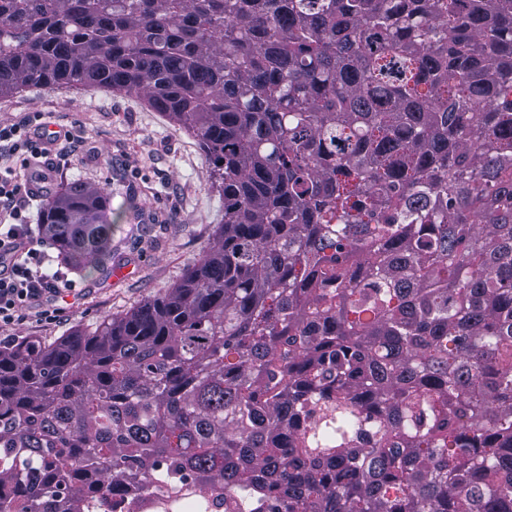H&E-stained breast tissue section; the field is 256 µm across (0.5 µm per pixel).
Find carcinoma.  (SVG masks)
Here are the masks:
<instances>
[{
	"instance_id": "obj_1",
	"label": "carcinoma",
	"mask_w": 512,
	"mask_h": 512,
	"mask_svg": "<svg viewBox=\"0 0 512 512\" xmlns=\"http://www.w3.org/2000/svg\"><path fill=\"white\" fill-rule=\"evenodd\" d=\"M134 94L224 223L165 295L0 348L11 512L111 482L224 512H512V0H0V95ZM110 201L38 221L74 269ZM181 496L190 498L193 496L208 497L212 501H222L224 491L212 484L202 483L193 476H187L181 485Z\"/></svg>"
}]
</instances>
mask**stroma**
Here are the masks:
<instances>
[{"instance_id": "1", "label": "stroma", "mask_w": 512, "mask_h": 512, "mask_svg": "<svg viewBox=\"0 0 512 512\" xmlns=\"http://www.w3.org/2000/svg\"><path fill=\"white\" fill-rule=\"evenodd\" d=\"M0 122L30 132L65 128L74 138L54 145L55 186L105 189L112 207V245L73 285L45 294L0 332V345L25 338L53 342L95 330L104 318L164 293L208 249L224 203L209 183L197 141L136 97L108 89L33 87L0 97ZM125 269L112 275L114 266Z\"/></svg>"}]
</instances>
